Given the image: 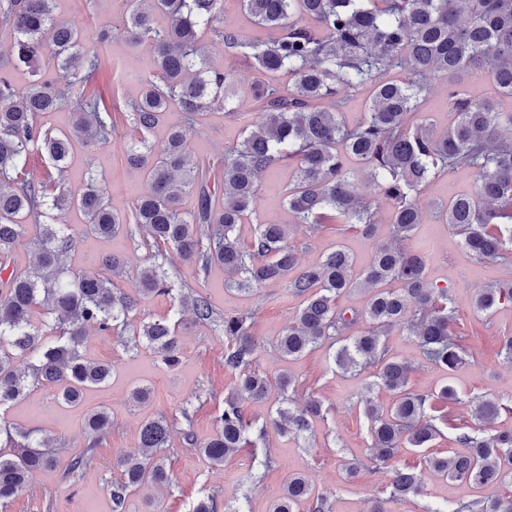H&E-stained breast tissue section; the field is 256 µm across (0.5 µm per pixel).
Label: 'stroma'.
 I'll use <instances>...</instances> for the list:
<instances>
[{"label":"stroma","mask_w":512,"mask_h":512,"mask_svg":"<svg viewBox=\"0 0 512 512\" xmlns=\"http://www.w3.org/2000/svg\"><path fill=\"white\" fill-rule=\"evenodd\" d=\"M127 9L125 0L56 2L57 14L77 30L89 34L109 28L111 38L99 49L102 71L94 89L116 122L111 143L88 147L82 140H74L64 177L76 187L86 172L98 174L110 207L122 215L129 213L136 198L150 187L145 172L130 168L125 160V146L134 133L125 104L139 94L143 81L150 77L152 60L151 47L132 43L122 28L121 18ZM236 69L240 108L232 117L220 110L210 111L198 124L188 127L193 157H222L252 128L255 115L249 88L262 75L242 62L237 63ZM291 175V167L285 164L262 174L257 209L238 227L241 244H249L256 224H284L288 227V243L296 249L300 265L318 264L341 247L360 268L378 248L393 244L391 206L385 200L378 203L377 232L371 237L347 224H328L313 232L306 225L294 223L282 197ZM58 220L71 229L72 247L67 258L70 268L77 272L96 270L103 256L120 255L126 262V272L115 279L114 285L133 292L137 271L152 260L145 248L122 234L112 238L94 235L83 213L74 207L59 212ZM403 246L425 259L429 282L448 289L456 307L452 327L465 361L445 374L423 359L406 331L392 329L384 341L393 355L409 365L408 386L414 392L428 394L446 382L456 388L457 399L448 407L452 424L442 428L431 450L442 455L459 454L463 448L456 441L458 432L478 428L473 414L475 399L512 401V360L501 350L503 338L512 336V305H502L490 314L473 307L480 288L512 282V264L474 262L457 231L436 218L431 209ZM168 268L176 288L200 291L218 314L248 316L250 333L258 345L256 370L273 381L288 374L293 386L285 394L275 388L265 400L244 401L247 443L225 462L223 469L216 470L196 448L185 444L182 432L190 427L198 439L208 438L224 409L225 397L237 389L235 376L224 369L226 341L221 328L212 323L184 326L178 342L180 363L174 369L165 366L146 344H135L132 334L118 337L88 328L83 353L91 361L111 362L113 372L108 384L87 390L76 406L65 404L58 388L39 385L19 403L0 410L1 425L50 439L56 460L54 468L35 472L29 488L11 500L8 507H0V512H112V485L120 478L117 460L136 451L141 423L158 416L166 417L172 425L167 450L171 481L165 487L146 486L133 493L125 512H191L198 499L210 494L215 495L218 504L237 508L238 512H269L288 477L296 474L311 479L317 492L327 497L331 512H369L373 498L390 479L389 470H363L352 478L347 465L367 461L371 454L362 397L372 394L387 406L392 395L374 387L371 372L356 375L339 369L333 350L327 346L316 347L293 360L278 353L275 342L301 304L286 284L276 283L253 292L229 290L224 286L223 267L212 266L208 274L202 275L195 263L183 261L173 253L168 256ZM139 387L149 388L150 398L136 405L131 394ZM285 395L298 406L310 397L320 401L324 416L307 437H283L272 427L271 420ZM98 409L110 413L112 428L93 446L83 431V418ZM186 411L192 415V422L183 419ZM88 447L94 450L92 464L68 474L71 459ZM267 456L274 463L266 470L259 462ZM422 460V453L407 446L392 459V468L419 469L422 489L411 501H387V512H425L429 506L499 493L495 487L478 491L465 482L439 477L423 468Z\"/></svg>","instance_id":"obj_1"}]
</instances>
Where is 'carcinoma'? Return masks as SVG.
<instances>
[{
	"label": "carcinoma",
	"instance_id": "carcinoma-1",
	"mask_svg": "<svg viewBox=\"0 0 512 512\" xmlns=\"http://www.w3.org/2000/svg\"><path fill=\"white\" fill-rule=\"evenodd\" d=\"M243 10L265 37L245 41L224 24V0H129L128 33L134 43L153 49L155 74L127 103L135 129L126 152L130 167L144 170L151 190L137 198L130 214L112 211L93 172L76 190L63 179L37 180L27 169L30 153L39 151L64 174L72 137L89 145L112 142V114L86 94L101 59L85 46L84 35L55 14L56 0H0V28L14 34L10 50L0 54V409L24 397L34 385L60 386L66 404L79 402L85 389L106 383L112 364L90 362L80 353L86 329L110 333L131 325L138 298L114 287L124 273L118 255L101 259V272L76 273L67 267L71 249L68 227L55 223L54 212L78 206L90 229L110 238L120 231L140 238L147 250H174L207 273L224 266L228 288L252 290L285 282L302 305L275 347L284 358L298 357L321 342L336 344L335 363L345 372L377 369L378 386L392 395L381 408L363 400L372 441L373 467L387 463L407 444L424 449L440 434L435 424L446 418L427 414L455 400L452 386L429 395L408 388L409 365L391 355L382 336L402 326L415 337L426 361L452 371L461 362V347L451 331L453 310L448 289L426 277L425 260L397 246L380 248L359 272L348 253L337 249L311 267L298 268L288 245V225L257 224L248 249L240 247L236 229L253 213L259 176L285 162L293 163L283 199L297 224L314 230L322 224H356L367 236L375 232L376 207L355 183L357 163L380 197L392 204L394 236L403 240L423 222L421 195L443 173L468 169L475 175L471 191L436 206V214L463 235L476 261L512 256V111L489 97H477L462 76L489 79L497 92L512 97V0H240ZM166 16L164 26L156 16ZM224 44L225 53L242 58L264 74L250 86L255 130L224 153L217 179L211 163L191 156L186 130L169 126L165 141L149 135L165 113L176 109L192 125L204 113L237 112L236 76L231 68L206 66L204 36ZM25 69L32 80L16 96L9 76ZM288 76V84L281 76ZM448 87V129L436 133L427 119H414L432 83ZM369 91L368 111L349 125L343 106L351 93ZM85 109L72 116V135L55 134L39 123L71 96ZM196 193L197 208L184 212L183 197ZM34 262L24 270L7 261L13 245L27 233ZM140 295L169 296L194 321L223 327L228 345L224 369L237 378V393L225 398L215 433L204 442L193 431L186 443L199 448L213 468L244 447V412L239 394L268 397L271 383L253 369L256 344L247 317H220L208 298L192 290L175 291L164 265L153 262L137 272ZM399 288H389L391 282ZM369 294L361 311L336 306L344 293ZM512 303V283L484 288L474 308L490 311ZM368 331L350 335L358 320ZM141 338L170 369L179 364L178 322L141 323ZM23 362L26 368L18 369ZM504 406L479 401L476 417L491 434L462 432L457 442L464 455H426L425 464L440 477L466 481L476 488L497 485L506 491L456 507L439 505L427 512H512V430L492 431ZM273 424L282 436L312 430L322 406L309 399L300 409L276 408ZM110 426L106 410L84 418V433L96 443ZM15 446L0 453V505L23 491L31 475L50 467L48 443L30 434L6 432ZM171 439L166 417L148 419L139 432V451L121 458V478L112 484L113 512H123L127 497L146 484L170 480L163 454ZM420 492V476L410 468L394 471L370 512H386L389 499L405 501ZM329 512L330 505L304 475L288 477L271 512Z\"/></svg>",
	"mask_w": 512,
	"mask_h": 512
}]
</instances>
